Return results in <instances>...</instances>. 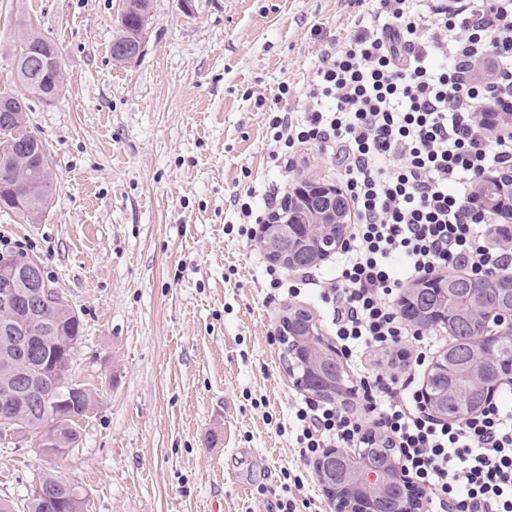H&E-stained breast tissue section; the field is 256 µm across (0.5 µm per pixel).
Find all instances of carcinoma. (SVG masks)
Instances as JSON below:
<instances>
[{"label":"carcinoma","mask_w":512,"mask_h":512,"mask_svg":"<svg viewBox=\"0 0 512 512\" xmlns=\"http://www.w3.org/2000/svg\"><path fill=\"white\" fill-rule=\"evenodd\" d=\"M150 0H123L118 31L112 42L113 60L127 64L137 60L143 46V35L150 16ZM16 78L24 93L42 100L56 99L63 88L65 74L56 58L60 48L49 38L28 29L17 32L14 40ZM24 93L1 92V100H26ZM0 188L9 193L26 195V209L4 205V210L18 213L35 223L46 213L53 193V174L42 142L28 130L27 111L6 112L0 118ZM485 201L496 207L501 188L496 178L486 180L480 188ZM291 237L273 239L267 235L261 247L271 260L291 269L304 270L316 264L321 255L317 241L291 225ZM435 287L450 288L459 315L452 320L450 330L454 343L440 355L439 360L454 365L470 357L468 344L484 333L483 321L470 313V295L479 292L484 305L493 308L502 299L512 296V278L476 280L468 276L448 274L436 278ZM28 321L35 330L34 346L24 353L15 346L13 336L0 332V439L30 434L40 447L52 455L60 448L74 449L78 445V421L92 408L91 392L71 377V361L62 353L63 344L78 342L83 323L67 304L63 295ZM402 313L422 309L427 321L435 322L447 312L444 297L434 291L409 288L401 299ZM293 336L307 333L312 324L310 315L296 311L283 319ZM503 357L488 366V374L505 376L509 371V352L512 340L502 342ZM294 371L305 377L314 388L326 387L331 397L346 395V371L340 362H330L321 369H312L292 360ZM429 391L437 396L436 408L443 416L458 414L454 394L461 391L471 410L479 411L487 401V391L474 385L463 386L436 371L431 372ZM43 495L28 497V512H85L86 500L82 489L63 478L47 474L39 480Z\"/></svg>","instance_id":"cac0c4a2"}]
</instances>
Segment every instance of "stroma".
Here are the masks:
<instances>
[{
    "label": "stroma",
    "instance_id": "obj_1",
    "mask_svg": "<svg viewBox=\"0 0 512 512\" xmlns=\"http://www.w3.org/2000/svg\"><path fill=\"white\" fill-rule=\"evenodd\" d=\"M123 0H0V91L20 22L61 48V96L29 97L56 190L41 223L0 212V252L37 256L83 323L72 377L96 394L80 441L51 464L0 443V499L42 473L81 487L87 512H331L298 455L296 388L274 341L287 309L333 339L317 293L270 300L268 260L238 234L229 198L314 178L286 173L269 113L296 108L321 51L352 29V0H151L138 60L111 55ZM303 473L302 484L292 474Z\"/></svg>",
    "mask_w": 512,
    "mask_h": 512
}]
</instances>
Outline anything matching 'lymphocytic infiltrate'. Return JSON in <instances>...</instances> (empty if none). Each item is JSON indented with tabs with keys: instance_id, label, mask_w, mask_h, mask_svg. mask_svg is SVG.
Masks as SVG:
<instances>
[{
	"instance_id": "obj_1",
	"label": "lymphocytic infiltrate",
	"mask_w": 512,
	"mask_h": 512,
	"mask_svg": "<svg viewBox=\"0 0 512 512\" xmlns=\"http://www.w3.org/2000/svg\"><path fill=\"white\" fill-rule=\"evenodd\" d=\"M494 56L488 82L472 71ZM298 109L269 127L286 168L322 151L344 179L352 232L318 293L346 356L395 352L423 367L425 336L395 307L411 280L454 269L478 279L512 272L492 211L472 187L512 169V0H378L318 58ZM279 195L234 196L240 236L271 217ZM418 344L410 354L409 344ZM362 402L298 408L300 458L363 442L373 426L395 448L436 512H512V394L461 420H435L410 381L369 374Z\"/></svg>"
}]
</instances>
